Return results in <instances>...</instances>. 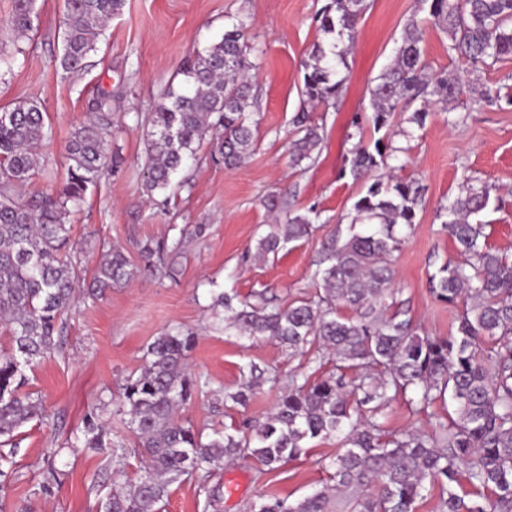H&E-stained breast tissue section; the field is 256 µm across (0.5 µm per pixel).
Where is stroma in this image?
Wrapping results in <instances>:
<instances>
[{"mask_svg": "<svg viewBox=\"0 0 512 512\" xmlns=\"http://www.w3.org/2000/svg\"><path fill=\"white\" fill-rule=\"evenodd\" d=\"M327 0H124L88 59L73 78L56 64L63 0H38L36 29L19 42L21 52L11 73L0 77V107L18 100L41 103L52 136L40 148L47 175L34 176L29 193H53L66 176L65 145L74 128L87 122L102 94L112 96V151L119 164L88 190L69 222L74 247L68 260L76 270H92L103 248L118 246L137 256L149 240L180 242L171 275L137 274L101 299L77 298L64 317L61 350L29 371L30 387L41 393L49 424L31 422L13 440L12 463L0 465V512H97L112 489L111 457L84 448L71 451L86 414L103 405L108 433L126 444L135 439L112 394L139 372L148 345L164 330L180 326L196 334L187 356L193 375L204 386L180 411L197 429L212 433L250 421H264L276 405L281 382L302 371L306 357L290 354L279 343L246 340L226 334L211 307L220 293L249 298L265 294L287 304L316 293L312 278L323 243L343 236L354 215L363 183L348 175L351 153L359 140H371L370 90L392 62L409 20L423 19L418 0H367L352 48L346 80L336 103L307 108L302 94V63L325 36L316 15ZM246 20L250 25L252 83L259 91L251 119L256 141L241 166L228 170L209 161L184 171L190 183L174 188L167 201L148 204L144 192L143 117L160 101L169 84L180 83L179 69L225 28ZM447 36L428 29L423 44L430 72L451 77L466 72L449 57ZM512 97V55L473 76L467 97L432 104L424 126L410 123L409 113H395L398 159L379 167L375 178L414 181L422 201L413 228L399 227L401 244L392 255L396 299L408 308L421 331L446 336L457 327L458 309L437 302L428 291L431 274L456 250L442 230L438 213L464 182L495 187L500 207L480 213L489 244L512 256V107L482 102L484 93ZM308 111L324 128L313 163L293 165L289 147L292 120ZM287 193L281 218L319 214L306 240L288 243L268 260L247 257L267 231L272 215L264 198ZM203 235H195L197 225ZM275 371L278 383L263 382L247 407L224 402L225 393L244 383L248 364ZM453 407L435 403L418 411L396 397L380 422L384 430H431L436 416ZM337 440L316 444L299 459L270 471L248 456L213 467L209 477L195 475L175 487L162 512H208L211 490H219L221 512H254L263 498L296 502L328 484Z\"/></svg>", "mask_w": 512, "mask_h": 512, "instance_id": "obj_1", "label": "stroma"}]
</instances>
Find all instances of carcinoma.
Returning <instances> with one entry per match:
<instances>
[{
  "instance_id": "1",
  "label": "carcinoma",
  "mask_w": 512,
  "mask_h": 512,
  "mask_svg": "<svg viewBox=\"0 0 512 512\" xmlns=\"http://www.w3.org/2000/svg\"><path fill=\"white\" fill-rule=\"evenodd\" d=\"M424 22L409 21L391 66L370 91L374 130L384 135L352 151L349 174L359 181L403 148L393 145L395 113L421 102L410 122L421 127L429 104L457 101L472 91L470 81L426 74L422 42L429 24L448 35V56L473 68H488L512 54V0H420ZM123 0H65L62 53L58 67L78 73L97 50L107 23ZM363 0H328L317 14L319 28L332 37L313 46L304 62L302 94L311 102L336 101L345 78ZM38 20L37 0H15L7 22L14 40L27 37ZM248 24L239 21L180 69L184 86L169 88L145 120L144 186L149 199L166 193L204 141L209 158L232 169L251 152L248 109L256 100L249 71ZM110 97L96 101L95 118L71 133L66 146V180L56 195L20 198L33 176L45 169L38 146L51 134L40 103L21 100L0 108V320L10 329L9 347L0 350V438L45 416L42 399L26 389L25 370L60 346L63 316L77 291L95 300L133 278L137 268L118 247L103 251L89 282L62 260L70 245L71 210L99 177L117 166L110 153ZM293 163L314 162L322 141L309 113L293 118ZM422 190L412 181L372 182L353 204L355 216L344 240L331 239L313 272L322 292L287 305L263 295L255 301L220 293L213 307L224 310V329L250 341L273 340L309 354L306 369L292 375L274 411L248 431L215 430L210 436L183 422L179 408L201 389L187 368L195 333L172 328L148 346L136 376L121 387L118 403L130 416L127 427L146 458L139 478L112 490L99 512H158L172 486L194 472L246 455L268 470L299 458L308 442L342 437L336 454L335 484L294 503L272 497L256 512H329L333 492L356 491L353 512H415V502L439 484L440 512H512V259L487 242L485 225L472 218L490 205L491 188L463 186L442 207L444 228L459 259L445 261L429 278L435 300L462 306L453 336L420 335L408 309L396 301L391 256L400 239L396 226L411 228ZM313 215H295L270 224L256 253L275 257L284 245L313 231ZM370 229L360 231L357 225ZM144 270L170 273L167 241L140 248ZM351 314L345 315L342 310ZM336 371L317 375L323 355ZM357 373L347 389L346 372ZM248 381L224 400L245 407L267 370L247 365ZM425 408L450 397L455 417L438 420L429 432L403 430L385 435L376 422L398 395ZM83 447L108 451L121 460L126 445L114 440L93 410L84 421ZM464 473L472 487L467 500L452 489ZM377 496L359 490L370 482Z\"/></svg>"
}]
</instances>
